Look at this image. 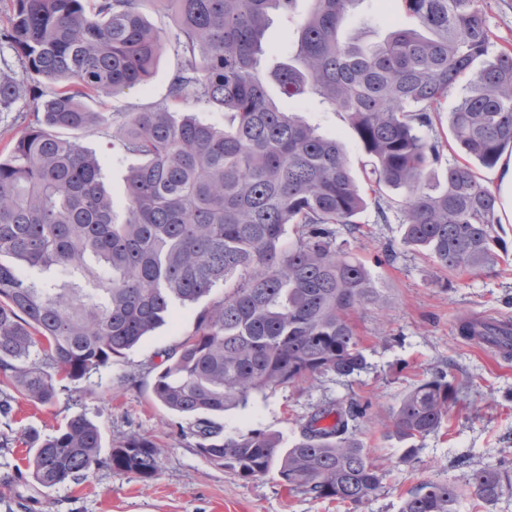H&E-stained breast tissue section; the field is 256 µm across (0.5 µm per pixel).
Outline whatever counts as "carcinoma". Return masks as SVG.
<instances>
[{
	"mask_svg": "<svg viewBox=\"0 0 512 512\" xmlns=\"http://www.w3.org/2000/svg\"><path fill=\"white\" fill-rule=\"evenodd\" d=\"M144 2L11 0L0 29V57L11 51L28 82L53 85L0 157V414L11 413L17 394L53 402L64 382L106 366L165 324L173 302H197L222 286L192 337L166 355L154 398L195 419L192 434L207 461L246 481L274 470L292 492L357 507L384 478L357 437L368 405L328 403L287 448L262 430L226 435L212 417L286 384L364 368L353 317L381 296L350 238L369 204L384 222L398 208L403 244L450 274L493 262L504 248L500 200L477 166L493 168L512 150V47L488 58L485 0H395L412 25L372 46L339 39L358 0H310L294 53L273 72L276 102L259 69L262 39L270 13L291 21L296 0H165L175 16L169 34L148 23ZM167 42L182 58L168 103L118 115L91 109L145 83ZM461 82L465 92L448 112L451 141L423 136ZM27 90L0 72V112ZM309 96L346 115L368 157L366 187L340 140L287 107ZM200 104L224 112L229 127L176 117ZM101 126L141 160L119 204L103 186L101 158L60 135ZM451 145L458 159L439 186L431 175ZM386 189L406 196L386 199ZM19 262L63 269L70 280L38 286ZM459 331L512 347V332L497 322L467 320ZM456 400L448 374L423 378L393 410L392 433L428 436ZM101 448L99 425L75 416L53 435L30 438L25 482L54 489L102 463L143 479L159 470L162 449L141 436H128L104 460ZM507 484L512 464L504 459L467 479L478 504ZM463 496L453 482L422 480L399 512H460Z\"/></svg>",
	"mask_w": 512,
	"mask_h": 512,
	"instance_id": "1",
	"label": "carcinoma"
}]
</instances>
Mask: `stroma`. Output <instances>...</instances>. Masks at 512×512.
<instances>
[{
  "mask_svg": "<svg viewBox=\"0 0 512 512\" xmlns=\"http://www.w3.org/2000/svg\"><path fill=\"white\" fill-rule=\"evenodd\" d=\"M409 23L395 10L394 0H362L340 37L368 45ZM292 40V24L272 13L261 69L267 72L287 61ZM179 65L174 49L164 47L149 80L107 98V111L145 112L165 105L170 77ZM40 93V88H31L13 111L0 112V152L9 153L25 131ZM292 107L321 132L338 137L354 175H361L365 154L342 113L316 98L293 102ZM79 141L102 158L104 183L114 200H122L136 158L113 146L112 130L105 126L80 134ZM481 175L501 199L497 231L507 247L504 260L477 272L450 275L429 256L403 245L399 215L381 224L375 208H367L357 217L364 234L352 249L369 266L382 303L354 318L364 369L350 378L325 375L254 396L247 406L220 419L225 432H275L287 446L321 405L350 398L371 402L373 418L364 422L359 436L385 476L359 510L289 492L274 472L241 480L200 455L190 432L191 418L171 413L154 399L151 388L165 353L194 333L201 312L222 297L218 288L197 302L175 303L164 326L113 357L107 367L69 384L53 403L17 398L11 414L0 416V432L12 440L10 449L0 451V512H227L231 507L237 512H399L404 494L420 480L462 485L472 469L512 458V352H500L458 331L460 320L467 317L512 324V186L502 182L500 168L482 170ZM435 369L445 371L458 390L449 423L411 442L389 433L386 423L401 396ZM79 414L100 426L104 450L133 434L156 442L163 450L159 475L143 480L102 467L86 481L50 490L18 482V474L27 468L25 435L54 434Z\"/></svg>",
  "mask_w": 512,
  "mask_h": 512,
  "instance_id": "obj_1",
  "label": "stroma"
}]
</instances>
